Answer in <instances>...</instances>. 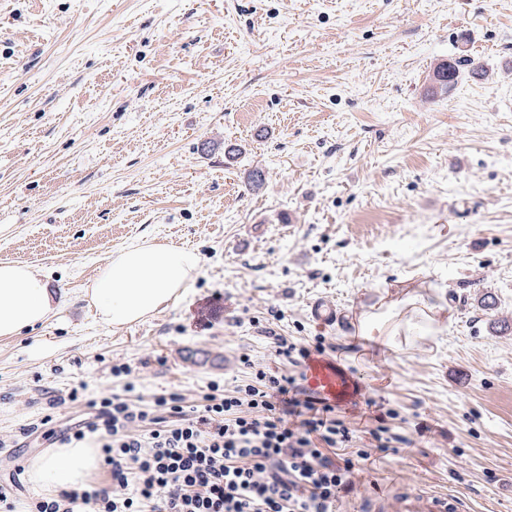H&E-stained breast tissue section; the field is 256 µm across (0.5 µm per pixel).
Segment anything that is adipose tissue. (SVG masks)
Here are the masks:
<instances>
[{"mask_svg": "<svg viewBox=\"0 0 512 512\" xmlns=\"http://www.w3.org/2000/svg\"><path fill=\"white\" fill-rule=\"evenodd\" d=\"M201 269L196 249L142 241L115 252L85 294L97 320L122 327L144 320L186 298ZM59 298L31 266L0 263V338H14L44 325L58 311ZM101 460L94 443L48 448L30 461V482L56 495L84 486Z\"/></svg>", "mask_w": 512, "mask_h": 512, "instance_id": "1", "label": "adipose tissue"}]
</instances>
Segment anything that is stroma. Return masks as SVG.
Masks as SVG:
<instances>
[{
    "label": "stroma",
    "mask_w": 512,
    "mask_h": 512,
    "mask_svg": "<svg viewBox=\"0 0 512 512\" xmlns=\"http://www.w3.org/2000/svg\"><path fill=\"white\" fill-rule=\"evenodd\" d=\"M463 54L479 75L433 90ZM151 239L198 250L189 296L101 324L85 286ZM1 261L61 298L0 339L18 512L38 495L28 461L90 401L131 379L142 404L201 403L240 354L275 363L276 336L322 340L358 386L345 421L404 440L336 512H399L402 492L512 512V330L492 328L512 322V0H0ZM409 297L394 344L362 334L363 313ZM439 298L447 330L416 335ZM317 300L347 327L313 320Z\"/></svg>",
    "instance_id": "1"
}]
</instances>
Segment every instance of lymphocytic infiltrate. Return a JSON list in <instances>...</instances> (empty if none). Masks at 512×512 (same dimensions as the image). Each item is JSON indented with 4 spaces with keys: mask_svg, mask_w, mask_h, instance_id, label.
I'll list each match as a JSON object with an SVG mask.
<instances>
[{
    "mask_svg": "<svg viewBox=\"0 0 512 512\" xmlns=\"http://www.w3.org/2000/svg\"><path fill=\"white\" fill-rule=\"evenodd\" d=\"M242 375L212 383L202 404L177 394L139 404L125 365L124 394L94 401L91 417L64 444L98 436L113 490L95 486L41 497L31 512H335L372 450L389 449L383 428L375 449L296 376L239 358Z\"/></svg>",
    "mask_w": 512,
    "mask_h": 512,
    "instance_id": "1",
    "label": "lymphocytic infiltrate"
}]
</instances>
